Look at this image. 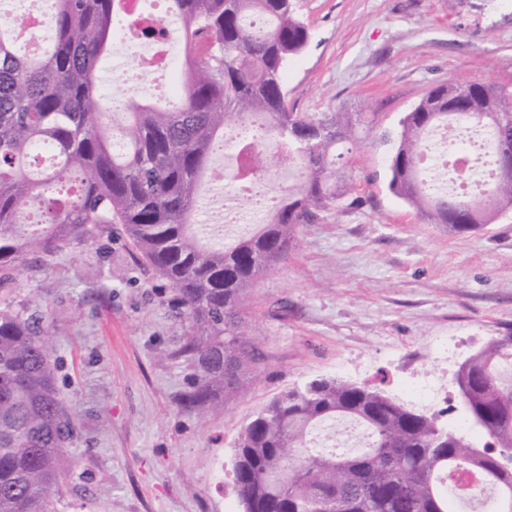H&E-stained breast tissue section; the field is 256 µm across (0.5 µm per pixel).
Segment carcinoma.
I'll return each instance as SVG.
<instances>
[{
	"mask_svg": "<svg viewBox=\"0 0 512 512\" xmlns=\"http://www.w3.org/2000/svg\"><path fill=\"white\" fill-rule=\"evenodd\" d=\"M183 24L188 58L176 101L133 96L114 103L96 86L122 13L120 0H54L51 43L40 56L16 53L20 19L0 24V282L32 257L48 266L62 252L124 227L138 254L176 291L182 343L175 354L197 374L181 405L220 406L251 361L243 299L261 275L298 247L300 228L339 208L353 191L344 149L363 112L321 116L288 110V62L310 34L293 0H166ZM241 130L243 168L266 166L264 143L300 169L301 183L279 196L265 223L226 247L198 223L201 178L224 148V128ZM448 129V176L460 130L489 136L490 184L460 195L427 189L420 167L426 134ZM512 146V90L440 83L405 115L389 158V189L459 233L512 209V179L499 175V146ZM52 149L54 170L38 172ZM42 305L0 308V512H54L76 426L56 387L51 327ZM469 418L479 415L483 449L447 430L436 415L382 391L321 377L281 391L243 427L233 484L243 512H457L467 502L453 470L480 468L492 481L495 512H512V334L472 355L464 374ZM357 424L368 447L316 448L320 423Z\"/></svg>",
	"mask_w": 512,
	"mask_h": 512,
	"instance_id": "carcinoma-1",
	"label": "carcinoma"
}]
</instances>
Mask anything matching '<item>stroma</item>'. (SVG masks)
<instances>
[{"label":"stroma","instance_id":"1","mask_svg":"<svg viewBox=\"0 0 512 512\" xmlns=\"http://www.w3.org/2000/svg\"><path fill=\"white\" fill-rule=\"evenodd\" d=\"M306 49L286 72L293 112H368L351 150L361 199L304 225L299 247L257 279L245 306L254 360L208 417L179 398L196 370L176 356L173 288L121 225L46 269L26 261L0 303L64 310L53 329L56 385L78 425L56 512H226L244 422L282 390L324 376L401 385L456 343V372L512 333V210L450 231L389 189L388 141L442 82L512 89V0H297Z\"/></svg>","mask_w":512,"mask_h":512}]
</instances>
